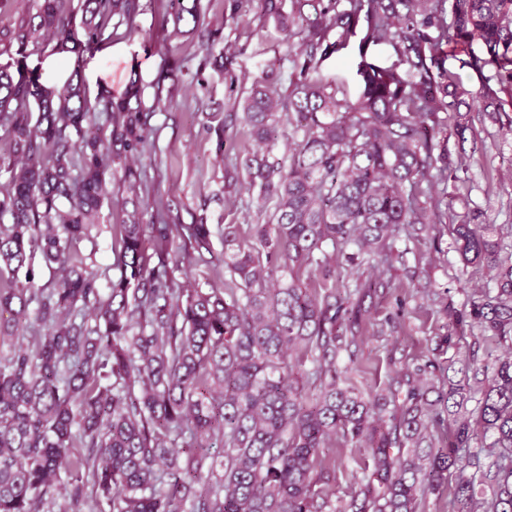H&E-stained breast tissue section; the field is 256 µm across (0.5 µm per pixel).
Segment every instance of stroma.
I'll use <instances>...</instances> for the list:
<instances>
[{
	"instance_id": "obj_1",
	"label": "stroma",
	"mask_w": 512,
	"mask_h": 512,
	"mask_svg": "<svg viewBox=\"0 0 512 512\" xmlns=\"http://www.w3.org/2000/svg\"><path fill=\"white\" fill-rule=\"evenodd\" d=\"M277 3L274 16L265 0H200L198 20L180 21L178 0H139L133 19L113 16L100 42L77 55L58 52L48 36L19 44L12 34L35 13L37 0H0V68L13 72L24 67L57 89L77 74L92 98L106 90L118 95L131 85L149 114L151 135L136 162L143 180L139 194L130 193L125 165L115 161L107 175V200L90 232L72 246L101 290L120 275L114 265L115 226L135 204L148 205L162 224H211L209 252L180 255L175 272L179 282L202 286L224 283V269L213 260L224 252L225 225L268 221L273 205L259 200L242 169L243 157L254 147L246 128L238 123L225 127L219 148L207 125L212 113L241 112L255 78H264L283 98L294 89L305 62L301 39L286 38L277 19L295 17L297 2ZM366 31V22H359L347 45L317 65L318 75L350 101L362 88L361 57L406 79L418 77L399 45L362 46ZM465 59V54L448 52L444 67L464 101L474 107L468 140L459 144L449 116L440 135L448 141L450 157L463 149L469 159L465 167H450L447 180L434 182L433 190L448 201L458 220L495 225L501 252L512 254V107L496 124L476 112L488 91L500 89V79L493 66L476 71ZM406 265L415 269V276L398 271L391 297L371 314L356 362L338 361L350 367L352 382L367 394L387 388L402 361L434 357L446 318L440 304L425 296L424 287L445 293L461 309L474 293L494 286L487 266L463 267L447 232L435 244L421 235L412 243ZM399 307L404 310L401 329L379 334L381 323ZM328 453L336 458L329 493L333 504L342 506L364 473L368 453L339 442Z\"/></svg>"
}]
</instances>
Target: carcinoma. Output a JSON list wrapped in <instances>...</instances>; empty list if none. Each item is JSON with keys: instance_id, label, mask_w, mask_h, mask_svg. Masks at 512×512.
I'll use <instances>...</instances> for the list:
<instances>
[{"instance_id": "1", "label": "carcinoma", "mask_w": 512, "mask_h": 512, "mask_svg": "<svg viewBox=\"0 0 512 512\" xmlns=\"http://www.w3.org/2000/svg\"><path fill=\"white\" fill-rule=\"evenodd\" d=\"M64 2L39 0L14 39L48 35L59 52L79 53L112 15L136 9L134 0H79L77 22ZM306 2L309 60L344 48L363 17L364 41L402 45L421 72L408 81L363 54L354 102L312 77L313 66L285 101L252 83L240 121L257 148L242 166L275 208L245 231L224 225L222 288H185L173 276L171 243L207 251L210 225L150 224L137 206L119 225L121 275L102 296L71 243L107 198L108 144L135 160L146 116L131 107V88L92 99L77 73L60 90L20 68L0 73V119L10 127L0 167L11 172L0 267L19 269L38 250L61 271L50 288L0 284V342L9 345L0 356V512H42L61 495L68 512H420L450 476L455 512H512V355L477 359L484 344L512 349V256L500 255L493 225L451 226L462 262L486 264L495 282L467 311L446 306L436 350L456 346L467 324L481 331L464 378L450 379L433 358L400 366L385 390L366 395L336 369L341 353L357 356L371 310L394 288L391 270L409 253L398 239L448 226V208L422 184L448 171L440 113H454L462 139L470 127L462 92L440 58L435 73L425 64L424 48L452 43L468 66H496L512 90V0ZM329 30L337 38L325 46ZM506 104L490 92L480 111L496 123ZM282 112L302 131L286 162L271 136ZM366 256L374 264L364 274ZM306 270L319 278L304 281ZM22 317L44 333L20 335ZM480 431L498 449L486 466L472 450ZM336 439L372 461L340 511L324 488L336 459L323 449Z\"/></svg>"}]
</instances>
